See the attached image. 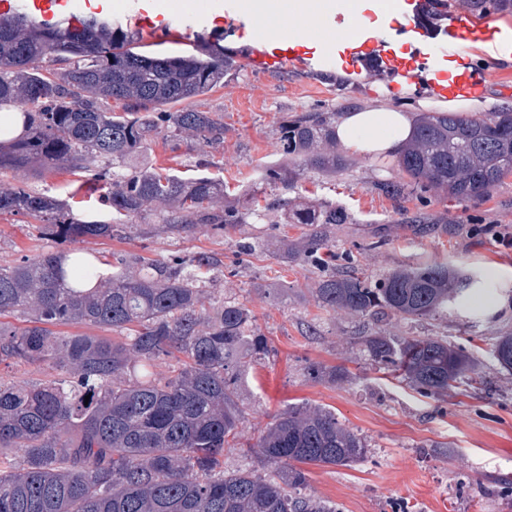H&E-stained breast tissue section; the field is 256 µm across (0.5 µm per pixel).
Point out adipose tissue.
<instances>
[{"label":"adipose tissue","mask_w":512,"mask_h":512,"mask_svg":"<svg viewBox=\"0 0 512 512\" xmlns=\"http://www.w3.org/2000/svg\"><path fill=\"white\" fill-rule=\"evenodd\" d=\"M242 4L268 30L287 13L315 23L320 20L321 10L315 0H242ZM367 90L382 99V106H356L341 112L335 124L336 142L351 155L382 161L392 160L411 138L416 113L447 109L474 114L493 112L508 104L507 99L490 92L448 101L418 99L405 81L396 90L376 83L368 84ZM479 278V283L472 285L463 299L474 304L482 317H495L512 304V296L504 291V273L500 267L484 266L479 270Z\"/></svg>","instance_id":"1"}]
</instances>
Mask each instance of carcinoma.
I'll return each instance as SVG.
<instances>
[{
  "label": "carcinoma",
  "mask_w": 512,
  "mask_h": 512,
  "mask_svg": "<svg viewBox=\"0 0 512 512\" xmlns=\"http://www.w3.org/2000/svg\"><path fill=\"white\" fill-rule=\"evenodd\" d=\"M467 2L477 16L512 12V0ZM142 47V38L101 14H82L77 25L65 16L41 24L19 12L0 14V104H17L29 118L25 135L0 151V170L50 161L84 169L101 183L113 213L134 217L171 206L165 223L178 233L196 224H265L278 207L305 226L309 252L327 263L328 227L352 221L341 207L290 209L286 199L222 207L224 185L212 176L154 169L118 175L96 165L128 161L160 134L209 143L224 132L213 112L162 111L224 82L233 67L224 46L204 39L179 55ZM48 56L69 68L43 75L39 63ZM112 101L121 112L112 111ZM280 133L285 158L329 174L342 168L327 119L298 115ZM398 166L406 179L379 187L393 199L434 189L457 201L481 200L512 174V112L424 117ZM299 175L281 163L264 181L288 187ZM0 214L33 217L44 223L45 235L61 241L123 233L118 223H79L66 204L24 186L0 187ZM64 259L48 249L0 265V365L42 363L59 372L35 385L0 380V448L18 451L8 469L0 468V512H334L299 493L305 467H348L367 448L325 408L291 406L248 446L274 467L272 476L224 472V447L243 436L238 371L243 359L267 353L268 345L246 307L225 302L205 309L200 271L216 268V258L143 259L135 272L119 258L108 274L91 254L74 253L69 268ZM476 281L446 262L376 282L352 265L321 280L317 292L333 311L379 322L422 321L461 311L460 297ZM18 314L26 316V327L7 322ZM73 324L123 337L54 330ZM362 341L375 361L433 397L475 367L473 357L437 336L395 342L376 333ZM175 354L184 356L182 367L156 376V362ZM493 354L512 371L511 332L497 337Z\"/></svg>",
  "instance_id": "cac0c4a2"
}]
</instances>
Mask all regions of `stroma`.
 Masks as SVG:
<instances>
[{
  "label": "stroma",
  "instance_id": "obj_1",
  "mask_svg": "<svg viewBox=\"0 0 512 512\" xmlns=\"http://www.w3.org/2000/svg\"><path fill=\"white\" fill-rule=\"evenodd\" d=\"M201 30L223 36L224 52L235 60L223 85L194 102L198 110L223 115L221 140L175 145L157 137L141 155L115 165L116 173L147 165L213 174L223 178L231 203L248 208L258 175L280 159V126L286 118L341 112L364 103V84L391 82L371 59L355 69L341 59L331 69L313 62L304 69H253L248 59L255 42L226 34L223 24L212 21L197 30L176 26L166 46L192 47ZM461 58L485 74L486 86L512 100V59L476 54L468 40L461 41L458 56L448 62ZM342 160L336 175L307 168L291 189L276 185L265 194L269 200L336 205L350 213L352 223L328 232L336 268L355 261L373 281L397 268L435 261L468 271L488 264L512 268V248L497 245L483 230L498 224L512 232V175L482 201L459 203L435 190L398 201L378 189L382 179L400 180L397 164H389L388 176L382 177L378 163L347 153ZM7 178L70 204L75 219H112L88 173L45 164L8 172ZM417 216L433 224V231L414 234L410 223ZM304 240L301 225L279 223L237 224L225 230L200 224L177 235L168 232L158 211L149 210L133 218L122 237L86 240L82 247L105 259H218V269L206 281V307L244 304L269 347L263 359L247 361L236 382L245 437L257 436L288 406L306 403L335 412L367 445L366 459L355 466L308 468L303 495L327 502L336 512H512V372L501 369L493 357L496 337L512 331V310L475 328L468 317L455 313L378 323L365 315L332 311L316 291L326 272L307 260ZM52 245L38 221L0 215L1 265ZM375 333L447 337L478 359L481 384L426 397L370 356L362 339ZM317 364L346 367L349 377H314L311 368Z\"/></svg>",
  "mask_w": 512,
  "mask_h": 512
}]
</instances>
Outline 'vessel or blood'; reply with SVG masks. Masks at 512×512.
Listing matches in <instances>:
<instances>
[{
    "mask_svg": "<svg viewBox=\"0 0 512 512\" xmlns=\"http://www.w3.org/2000/svg\"><path fill=\"white\" fill-rule=\"evenodd\" d=\"M164 13L159 12L157 0H135L131 19L133 22L152 27L160 31L166 25ZM302 26L299 21H291L289 26L274 32H263L258 36L259 47L252 57L255 68L262 71H276L290 64H301L302 60L314 59L319 65L335 63L336 50L330 46L303 47L299 44ZM479 30L473 26L465 15L453 16L445 27L440 44L426 47L420 52L417 61L407 62L397 57L384 44L360 42L354 28L338 30L337 39L349 41L352 51L358 55H370L376 58L381 69L389 72L393 78L408 77L417 65L427 62H440L447 59L449 49L455 48L458 39L478 35ZM481 77L468 68H461L456 74L441 76L440 80L431 81L432 90L439 96H458L471 94L479 84Z\"/></svg>",
    "mask_w": 512,
    "mask_h": 512,
    "instance_id": "b4317fda",
    "label": "vessel or blood"
}]
</instances>
